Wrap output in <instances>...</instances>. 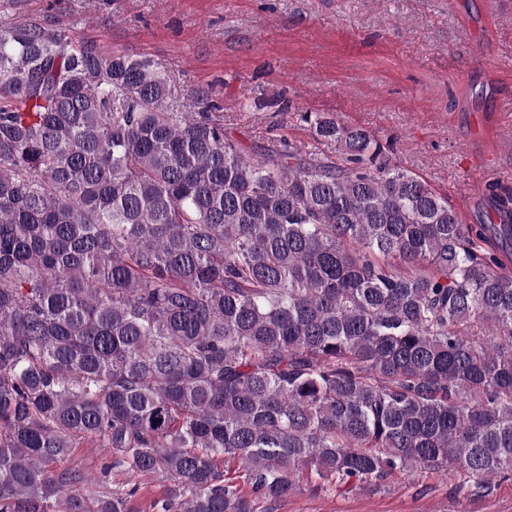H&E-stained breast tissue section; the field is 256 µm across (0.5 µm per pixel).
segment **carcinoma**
Masks as SVG:
<instances>
[{
    "label": "carcinoma",
    "instance_id": "cac0c4a2",
    "mask_svg": "<svg viewBox=\"0 0 512 512\" xmlns=\"http://www.w3.org/2000/svg\"><path fill=\"white\" fill-rule=\"evenodd\" d=\"M160 65L48 20L0 30V512H139L59 463L172 484L157 512L308 486L512 478V196L497 224L304 113L334 155L257 149ZM249 486L244 494L238 482ZM109 449L96 440L87 439L74 448L71 455L60 464V469H75L92 482L101 476L103 466L110 461Z\"/></svg>",
    "mask_w": 512,
    "mask_h": 512
}]
</instances>
